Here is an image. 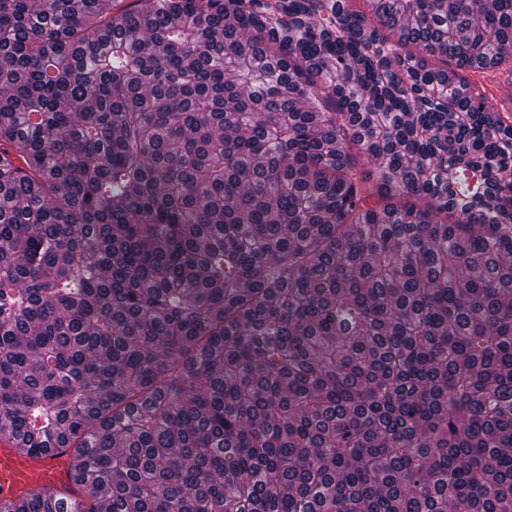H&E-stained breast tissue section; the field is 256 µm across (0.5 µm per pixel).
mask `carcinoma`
<instances>
[{
  "label": "carcinoma",
  "mask_w": 512,
  "mask_h": 512,
  "mask_svg": "<svg viewBox=\"0 0 512 512\" xmlns=\"http://www.w3.org/2000/svg\"><path fill=\"white\" fill-rule=\"evenodd\" d=\"M353 2L0 0V512H512V0ZM476 91L481 87L485 90L489 104L502 110L511 111L512 107V76L502 66L490 71H479L472 77ZM68 448L46 454H26L12 443L0 442V497H19L40 488L73 487Z\"/></svg>",
  "instance_id": "1"
}]
</instances>
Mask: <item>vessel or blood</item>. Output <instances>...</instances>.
Listing matches in <instances>:
<instances>
[{
	"label": "vessel or blood",
	"instance_id": "1",
	"mask_svg": "<svg viewBox=\"0 0 512 512\" xmlns=\"http://www.w3.org/2000/svg\"><path fill=\"white\" fill-rule=\"evenodd\" d=\"M70 451L55 448L45 454H26L0 442V497H19L40 489L72 487Z\"/></svg>",
	"mask_w": 512,
	"mask_h": 512
}]
</instances>
